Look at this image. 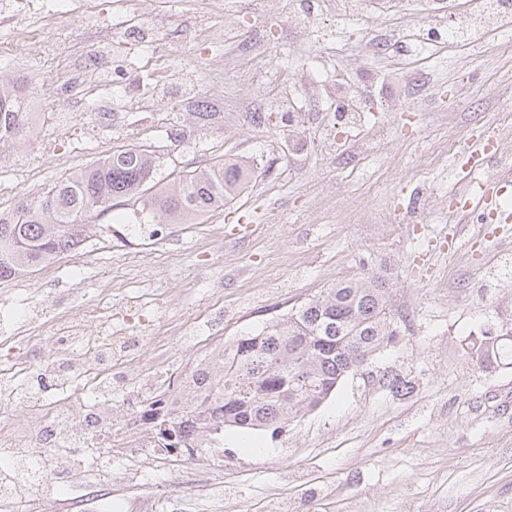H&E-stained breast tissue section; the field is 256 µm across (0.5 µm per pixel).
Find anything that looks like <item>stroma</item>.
Masks as SVG:
<instances>
[{
    "label": "stroma",
    "instance_id": "35a3bbf8",
    "mask_svg": "<svg viewBox=\"0 0 512 512\" xmlns=\"http://www.w3.org/2000/svg\"><path fill=\"white\" fill-rule=\"evenodd\" d=\"M96 0L89 19L73 13L74 34L44 33L39 54L24 48L0 56V72L32 77L41 114L38 133L21 151L0 148V211L12 210L54 182L139 144L159 159L156 179L231 154L252 170L244 192L223 211L195 224H172L138 202L116 201L85 219L76 262L62 256L35 273L0 281V327L18 319L38 329L61 308L81 310L102 282L143 306L128 311L154 342L152 365L133 376L112 365V392L85 401L110 412L112 471L88 454L85 472L63 491L64 475L26 504L27 512H103L144 491L154 512L187 503L191 512H512V365L485 371L465 345L512 323V186L491 205L466 199L469 183L487 179L497 158L512 155V29L463 47L402 56L426 74L410 91L386 61L369 62L360 44L366 27H401L410 18L447 19L448 0H364L362 17L327 18L303 30L260 16L254 0ZM232 10L237 31H224ZM253 29L264 46L239 45ZM185 45L172 66L183 85L154 83L143 60L159 62L166 42ZM119 54L125 77L108 73L72 81L75 60ZM363 96L369 109L355 122L330 125L336 89ZM193 88L218 112L215 124L193 122L175 104ZM88 109L73 112L72 98ZM288 109L266 117L269 98ZM342 147L322 152L325 139ZM466 208L468 222L448 212ZM373 275L386 282L400 327L396 342L347 374L320 407L291 420L279 436L224 432V453L182 449L150 457L154 441L136 427L133 401L180 373L196 353L261 329L336 282ZM397 375L410 394L391 392ZM259 445L256 453L244 441Z\"/></svg>",
    "mask_w": 512,
    "mask_h": 512
}]
</instances>
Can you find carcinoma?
I'll return each mask as SVG.
<instances>
[{
    "instance_id": "1",
    "label": "carcinoma",
    "mask_w": 512,
    "mask_h": 512,
    "mask_svg": "<svg viewBox=\"0 0 512 512\" xmlns=\"http://www.w3.org/2000/svg\"><path fill=\"white\" fill-rule=\"evenodd\" d=\"M21 81L0 80V146L30 144L38 113L18 95ZM154 152L142 145L118 150L54 184L36 200L0 212V280L22 277L75 249L83 218L117 198L141 201L176 224H194L224 209L251 172L226 157L187 171L173 185L149 192ZM397 323L386 283L363 277L340 281L287 316L230 344L219 343L186 364L187 382L171 407L154 410L160 448L217 449L224 429L279 432L317 409L348 373L396 342ZM484 370L512 365V327L487 333L466 350Z\"/></svg>"
}]
</instances>
